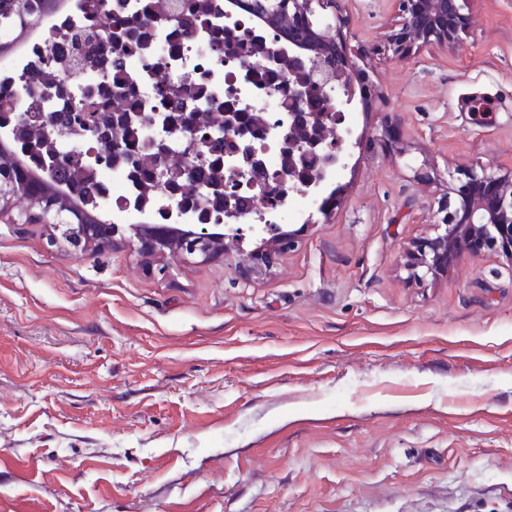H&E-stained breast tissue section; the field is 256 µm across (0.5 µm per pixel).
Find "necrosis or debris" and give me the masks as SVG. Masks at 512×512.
Masks as SVG:
<instances>
[{
    "label": "necrosis or debris",
    "instance_id": "obj_1",
    "mask_svg": "<svg viewBox=\"0 0 512 512\" xmlns=\"http://www.w3.org/2000/svg\"><path fill=\"white\" fill-rule=\"evenodd\" d=\"M108 12L95 10L92 0H77L70 15L56 19L28 50L24 64L0 71V112L23 109L27 91H46L43 109L61 111L52 90L66 85L73 101L86 90L112 85L108 64L121 56L123 80L148 112L159 111L158 93L201 83L210 99L193 105V112L211 115L224 109L225 94L239 108L261 110L272 121L287 122L288 108L279 94L245 77V62L235 54L213 50L216 33L238 29L243 16L224 11V0H205L206 18L183 21L178 0H108ZM90 140L80 126L54 135L51 150L67 155L73 168L106 193L114 211H142L154 223H168L161 209L167 199L159 183L144 182L122 161L90 166L85 152Z\"/></svg>",
    "mask_w": 512,
    "mask_h": 512
}]
</instances>
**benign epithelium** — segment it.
I'll return each instance as SVG.
<instances>
[{
	"mask_svg": "<svg viewBox=\"0 0 512 512\" xmlns=\"http://www.w3.org/2000/svg\"><path fill=\"white\" fill-rule=\"evenodd\" d=\"M402 18L394 41L401 50L416 45H448L455 42L459 31L472 22L471 0H391ZM335 0H247L249 17L255 28L272 33L288 42V71L280 67V58L270 54L255 62H247L250 76L279 92L288 104V127L268 121L263 112L239 110L233 102L224 106L220 124L230 141L243 143L251 171L263 170L255 139L274 134L283 143L284 163L288 165V185L279 178L264 181L254 188L251 205L238 213L237 223L230 225L231 235L211 230L207 224H129L127 229L136 239V250L148 255H168L176 260L200 257L204 260L224 254L231 237L245 238V233L268 235L271 248L247 254L239 265L246 278L273 265L275 256L290 251L295 240L279 224L244 225L254 212L275 213L296 191L304 196L314 192L326 177L320 167L340 165V149L345 141L339 125L345 121V106L353 101L355 86L370 88L368 75L358 61L365 50L350 46L341 38L328 35L331 23L319 13ZM96 114L80 113L79 124L97 146L88 150L89 162L104 165L112 160L110 149L136 159L139 150L117 137L119 125L112 124V137H99ZM133 118L141 125L156 127L154 145L157 157L172 151L179 136H187L196 126L179 115L138 112ZM180 181L161 183L176 203L175 214L186 215L184 201L177 198L185 186L198 178V167L185 163L177 168ZM448 196L440 208L441 217L432 233L419 237L405 249L408 279L416 284L437 280L448 273L465 255L487 252L512 257V171L492 167L455 170L449 173ZM26 200L36 206L26 188L0 185V200ZM95 210L107 220L93 224H70L59 211L41 208V222L67 242L85 251H101L112 247L113 238L124 227L112 223V206L106 200L96 202Z\"/></svg>",
	"mask_w": 512,
	"mask_h": 512,
	"instance_id": "benign-epithelium-1",
	"label": "benign epithelium"
}]
</instances>
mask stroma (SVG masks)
I'll return each mask as SVG.
<instances>
[{
  "mask_svg": "<svg viewBox=\"0 0 512 512\" xmlns=\"http://www.w3.org/2000/svg\"><path fill=\"white\" fill-rule=\"evenodd\" d=\"M339 9L373 87L262 274L0 216V512H512V259L404 268L449 172L512 168V0L399 57L389 0Z\"/></svg>",
  "mask_w": 512,
  "mask_h": 512,
  "instance_id": "stroma-1",
  "label": "stroma"
}]
</instances>
